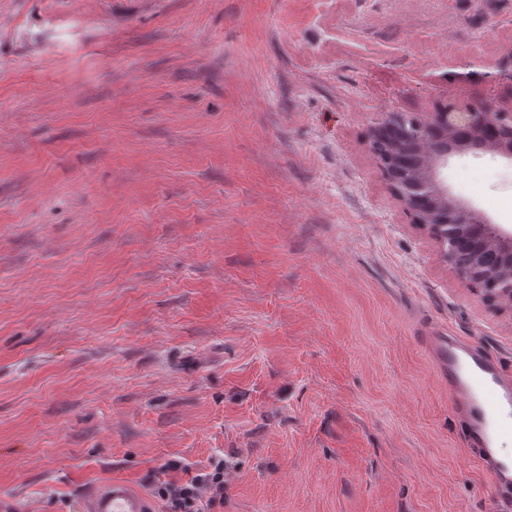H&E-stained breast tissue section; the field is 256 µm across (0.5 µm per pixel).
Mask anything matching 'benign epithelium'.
<instances>
[{
	"label": "benign epithelium",
	"mask_w": 512,
	"mask_h": 512,
	"mask_svg": "<svg viewBox=\"0 0 512 512\" xmlns=\"http://www.w3.org/2000/svg\"><path fill=\"white\" fill-rule=\"evenodd\" d=\"M407 116L387 112L368 137V147L381 168L389 189L404 205L412 222L425 229L451 262L466 233L480 240L474 257L484 271L473 281L466 271L459 278L493 307L512 308V275L500 273L501 264L512 265V229L493 223L478 208L456 199L440 172L448 159L470 153L492 152L512 162V109L479 112L472 106L448 107L416 117L419 138L398 143L388 153L379 151L383 134L404 123Z\"/></svg>",
	"instance_id": "obj_1"
}]
</instances>
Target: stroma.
<instances>
[{
  "label": "stroma",
  "instance_id": "1",
  "mask_svg": "<svg viewBox=\"0 0 512 512\" xmlns=\"http://www.w3.org/2000/svg\"><path fill=\"white\" fill-rule=\"evenodd\" d=\"M512 0H0V502L224 456V512H496L424 338L512 372L367 147L512 106ZM448 190L512 228V162Z\"/></svg>",
  "mask_w": 512,
  "mask_h": 512
}]
</instances>
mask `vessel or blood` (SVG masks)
<instances>
[{
	"mask_svg": "<svg viewBox=\"0 0 512 512\" xmlns=\"http://www.w3.org/2000/svg\"><path fill=\"white\" fill-rule=\"evenodd\" d=\"M428 348L448 381L452 412L466 426L467 446L490 475L497 496L512 512V375L483 349L457 336H431ZM80 512H154L150 498L120 480L93 488Z\"/></svg>",
	"mask_w": 512,
	"mask_h": 512,
	"instance_id": "vessel-or-blood-1",
	"label": "vessel or blood"
}]
</instances>
